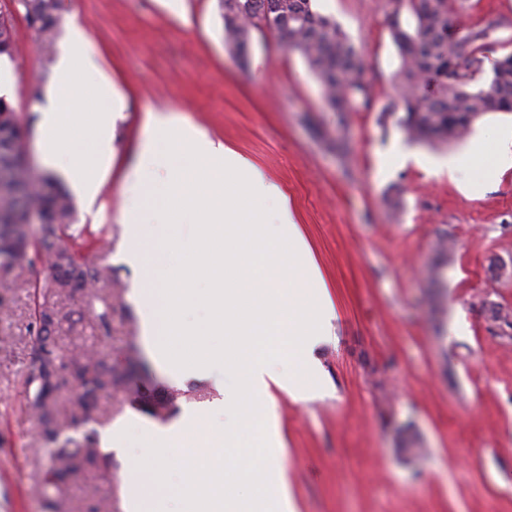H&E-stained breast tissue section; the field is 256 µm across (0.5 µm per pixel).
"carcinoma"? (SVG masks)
Listing matches in <instances>:
<instances>
[{"label":"carcinoma","mask_w":512,"mask_h":512,"mask_svg":"<svg viewBox=\"0 0 512 512\" xmlns=\"http://www.w3.org/2000/svg\"><path fill=\"white\" fill-rule=\"evenodd\" d=\"M393 16L401 9L415 19L413 31L393 21V37L402 56L397 75L398 101L382 109L385 116H397L407 138L426 145H444L463 139L474 122L487 114L512 112V53L491 61L492 75L487 86L475 84L485 72L488 61L491 26L470 25L458 30L454 17L461 14L466 0H388ZM33 14H25L27 24L52 43L61 15L49 0H30ZM224 18L225 43L237 57L247 54L251 28L264 21L281 42L299 51L325 90L328 105L344 112L351 96L371 105V91L364 80L365 63L336 22L313 9L312 0H220ZM403 115H397V112ZM23 135L15 108L0 97V153L9 151ZM13 181L27 196L29 206L44 215L38 234L31 236L20 222H9L18 205L8 190L0 189V241L6 239L26 247L36 255L52 260L53 273L33 286L34 314L28 330L36 342L54 354L49 360L29 357L24 385L28 407L43 426L44 435L58 437L59 417L71 425L90 420L98 411L101 393L132 374L145 370L139 361H131L118 370L105 357L94 353H72L69 363L79 382V393L68 405L57 397L59 373L64 367L55 336L64 323H73L70 314L58 308V298L81 291L86 298L85 312L108 332L112 311V268L89 266L65 244L79 239L84 230L73 228L75 205L61 181L52 174L34 177L27 168H17ZM451 243L442 239L428 266L427 279L435 286L442 269L448 265ZM107 463L97 446L95 432L84 434L76 442L68 439L54 452V463L46 471L44 483L77 476L89 467Z\"/></svg>","instance_id":"cac0c4a2"}]
</instances>
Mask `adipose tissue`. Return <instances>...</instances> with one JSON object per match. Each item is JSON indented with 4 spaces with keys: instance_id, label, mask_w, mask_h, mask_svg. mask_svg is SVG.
<instances>
[{
    "instance_id": "obj_1",
    "label": "adipose tissue",
    "mask_w": 512,
    "mask_h": 512,
    "mask_svg": "<svg viewBox=\"0 0 512 512\" xmlns=\"http://www.w3.org/2000/svg\"><path fill=\"white\" fill-rule=\"evenodd\" d=\"M96 69L85 34L74 30L67 51L59 59L47 102L38 107V128L46 165L61 170L74 190L86 202H95L112 164V143L107 131L124 101L110 83H102L84 93L79 76ZM99 98L102 105L95 118L91 155L70 152V137L76 115L85 107L86 95Z\"/></svg>"
}]
</instances>
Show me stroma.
I'll list each match as a JSON object with an SVG mask.
<instances>
[{"label": "stroma", "mask_w": 512, "mask_h": 512, "mask_svg": "<svg viewBox=\"0 0 512 512\" xmlns=\"http://www.w3.org/2000/svg\"><path fill=\"white\" fill-rule=\"evenodd\" d=\"M334 19L366 62L371 108L342 114L329 107L302 55L273 34L252 30L245 58L224 42L218 0H67L53 54L23 18L14 21L17 52L0 58L11 79L7 95L29 130L33 174L45 172L31 111L34 88H45L55 54L72 25L85 32L99 65L88 83L107 80L124 98L112 125V165L94 205L76 204L77 227L104 247L88 260L108 265L112 294L109 333L90 320L62 328V354L88 349L124 365L135 345L148 376L133 375L105 392V408L89 427L123 421L127 431L107 468L86 469L55 489L43 487L54 444L28 409L24 365L35 345L27 331L30 286L49 270L33 253L0 263V512H94L111 502L126 512L134 479L149 481L137 463L161 426L203 416L209 431L228 419L222 404L230 379L220 369L172 376L146 346L147 307L133 302L134 285L156 286L173 262L161 248L165 232L157 203L125 195L132 172L147 165L166 176L172 162L141 150L157 112L176 117L224 143L281 187L337 312L335 339L317 345L319 391L307 400L276 392L282 446L278 457L298 512H512V329L487 313L512 312V169L489 177L488 163L467 172L447 168L450 155L472 139L512 126V112L477 120L467 139L434 148L407 139L382 109L398 97L401 58L393 23L415 25L408 11L391 17L384 0H314ZM189 13L185 27L179 12ZM454 23L492 25L489 58L512 52V0H469ZM406 162L385 166L394 147ZM484 180L480 193L465 185ZM144 260L133 267L122 249L129 233ZM455 242L430 303L426 268L441 235ZM411 426L422 453L404 458L396 430Z\"/></svg>", "instance_id": "35a3bbf8"}]
</instances>
